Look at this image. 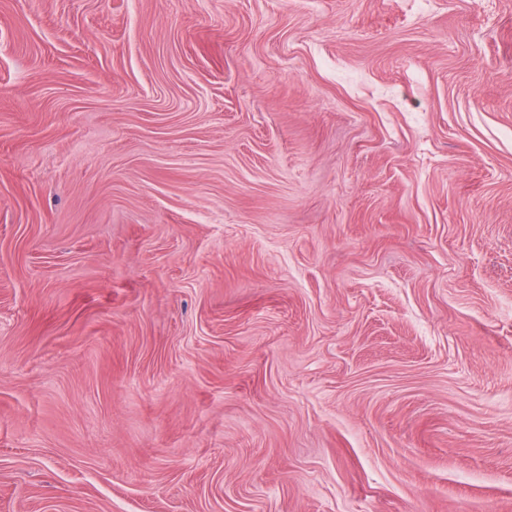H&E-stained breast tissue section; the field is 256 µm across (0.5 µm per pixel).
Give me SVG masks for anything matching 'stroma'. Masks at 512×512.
<instances>
[{
  "label": "stroma",
  "mask_w": 512,
  "mask_h": 512,
  "mask_svg": "<svg viewBox=\"0 0 512 512\" xmlns=\"http://www.w3.org/2000/svg\"><path fill=\"white\" fill-rule=\"evenodd\" d=\"M0 512H512V0H0Z\"/></svg>",
  "instance_id": "1"
}]
</instances>
